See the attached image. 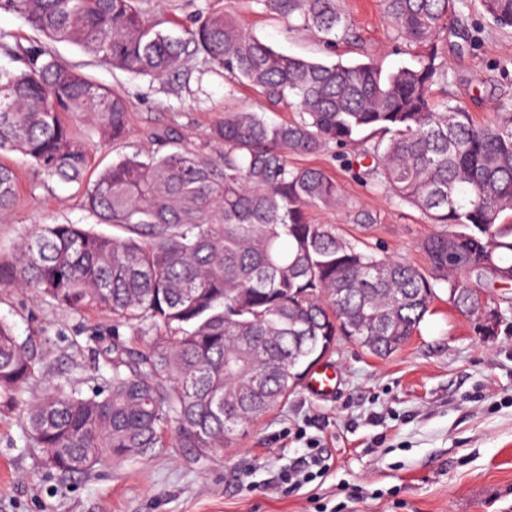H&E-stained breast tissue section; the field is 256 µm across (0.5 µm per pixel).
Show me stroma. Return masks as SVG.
I'll list each match as a JSON object with an SVG mask.
<instances>
[{
	"mask_svg": "<svg viewBox=\"0 0 512 512\" xmlns=\"http://www.w3.org/2000/svg\"><path fill=\"white\" fill-rule=\"evenodd\" d=\"M142 7L176 34L221 11L278 51L328 64L371 60L388 73L419 60L418 48L388 25L380 0H340L354 36L331 48L300 20L266 12L260 0H144ZM456 11L470 36H448V80L435 86L436 99L463 107L478 123L512 112V30L497 28L479 0H464ZM0 39L17 50L45 43L60 61L125 95L130 139L141 144L165 126L203 138L228 110L261 112L273 124L299 117L295 108L266 105L201 58L179 81L161 83L112 69L75 45L46 41L4 8ZM340 153L331 146L292 158L323 169L343 188V204L311 210L312 221L336 225L378 254L425 265L422 246L434 225ZM0 160L18 176L16 201L0 213V255H11L37 224L112 234L84 207L77 184L47 178L18 153ZM484 298L497 310L490 335L449 304L441 285L417 332L388 359L337 337L327 358L338 374L333 395L299 384L230 447L206 457L173 446L64 474L45 465L41 449L24 447L27 402L0 407V512H512V285L488 289ZM0 321L19 339L45 343V374L33 382V397L52 380L89 382L112 340L111 314L73 313L16 288H0ZM313 447L328 456V470L291 482L289 473Z\"/></svg>",
	"mask_w": 512,
	"mask_h": 512,
	"instance_id": "35a3bbf8",
	"label": "stroma"
}]
</instances>
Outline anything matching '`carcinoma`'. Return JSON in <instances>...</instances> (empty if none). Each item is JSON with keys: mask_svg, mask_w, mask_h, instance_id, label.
<instances>
[{"mask_svg": "<svg viewBox=\"0 0 512 512\" xmlns=\"http://www.w3.org/2000/svg\"><path fill=\"white\" fill-rule=\"evenodd\" d=\"M332 45L347 31L338 0H260ZM388 24L421 49L416 67L387 76L371 62L306 60L274 50L222 13L180 36L136 0H0L56 42L110 65L173 79L202 54L224 77L300 120L272 125L257 112H226L197 144L172 127L149 134L83 193L84 206L118 234L78 224H39L11 257L0 287L32 290L76 313L101 309L145 324L144 348L112 328L108 375L86 394L49 385L28 409L26 447L65 474L104 459L121 463L173 444L199 455L282 404L305 374L348 336L388 358L416 332L435 297L493 327L457 270L484 286L512 282V112L477 124L432 87L445 76L441 35L454 0H384ZM512 28V0H481ZM0 67V157L20 153L49 177L79 183L89 158L82 122L126 145L129 100L33 44ZM334 144L354 146L382 185L421 210L438 231L426 266L381 256L314 224L309 212L341 203L335 179L290 164ZM14 170L0 162V212L15 200ZM42 346L0 323V407L27 393Z\"/></svg>", "mask_w": 512, "mask_h": 512, "instance_id": "obj_1", "label": "carcinoma"}]
</instances>
